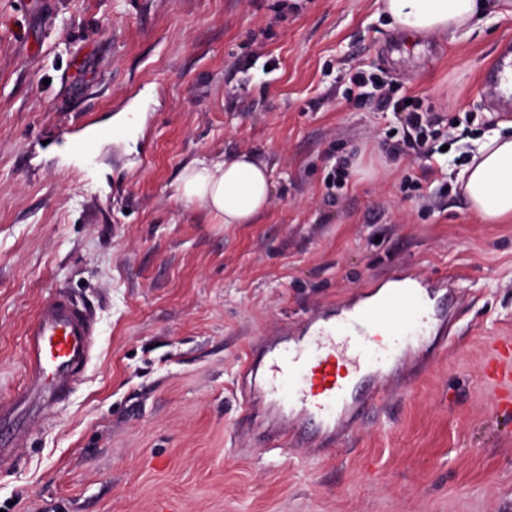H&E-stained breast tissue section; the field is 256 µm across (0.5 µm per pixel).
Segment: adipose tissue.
Returning <instances> with one entry per match:
<instances>
[{"label": "adipose tissue", "instance_id": "1", "mask_svg": "<svg viewBox=\"0 0 512 512\" xmlns=\"http://www.w3.org/2000/svg\"><path fill=\"white\" fill-rule=\"evenodd\" d=\"M390 19L411 34L456 38L470 32L486 0H383ZM460 180L474 214L486 224L512 221V134L493 132L478 145ZM177 193L200 203L220 224H251L270 205L267 165L248 153L195 161L182 169Z\"/></svg>", "mask_w": 512, "mask_h": 512}]
</instances>
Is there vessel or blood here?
Here are the masks:
<instances>
[{"label": "vessel or blood", "instance_id": "b4317fda", "mask_svg": "<svg viewBox=\"0 0 512 512\" xmlns=\"http://www.w3.org/2000/svg\"><path fill=\"white\" fill-rule=\"evenodd\" d=\"M503 71L492 64L482 85L508 112L512 95L499 92ZM454 294L450 278L430 279L407 268L310 313L300 329L259 337L240 371L241 429L278 447L316 454L334 448L379 406L387 383L411 361L415 342L450 335L454 317L439 310L438 299ZM94 345L95 321L84 305L58 295L40 306L25 333L26 392L0 402V466L40 404L68 392Z\"/></svg>", "mask_w": 512, "mask_h": 512}]
</instances>
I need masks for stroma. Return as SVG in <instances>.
<instances>
[{
  "label": "stroma",
  "instance_id": "1",
  "mask_svg": "<svg viewBox=\"0 0 512 512\" xmlns=\"http://www.w3.org/2000/svg\"><path fill=\"white\" fill-rule=\"evenodd\" d=\"M509 38L495 12L410 38L379 0H0V400L26 386L42 303L69 294L97 328L0 468V512H512V378L487 372L512 337V223H480L457 186L504 119L481 75ZM354 67L469 125L419 188L422 160L382 151L401 114L358 106ZM238 152L268 164L272 201L216 224L176 181ZM408 266L454 281L447 349L325 455L239 432L251 342Z\"/></svg>",
  "mask_w": 512,
  "mask_h": 512
}]
</instances>
